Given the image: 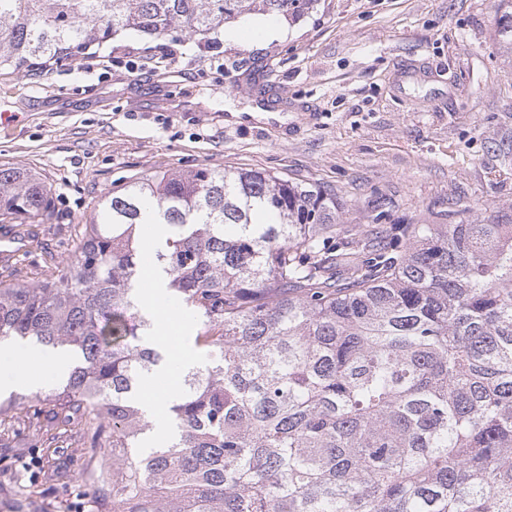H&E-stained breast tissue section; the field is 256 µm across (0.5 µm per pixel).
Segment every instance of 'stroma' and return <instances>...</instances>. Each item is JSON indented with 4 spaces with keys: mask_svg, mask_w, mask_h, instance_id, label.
Masks as SVG:
<instances>
[{
    "mask_svg": "<svg viewBox=\"0 0 512 512\" xmlns=\"http://www.w3.org/2000/svg\"><path fill=\"white\" fill-rule=\"evenodd\" d=\"M512 0H318L304 16H242L216 44L183 27L127 32L34 75L0 73V165L45 180L67 260L103 192L145 175L253 169L336 194L341 221L395 243L403 224H456L512 204ZM279 115L228 123L227 109ZM41 404L0 392V512H98L87 460L45 433Z\"/></svg>",
    "mask_w": 512,
    "mask_h": 512,
    "instance_id": "obj_1",
    "label": "stroma"
}]
</instances>
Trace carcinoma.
<instances>
[{
	"instance_id": "obj_1",
	"label": "carcinoma",
	"mask_w": 512,
	"mask_h": 512,
	"mask_svg": "<svg viewBox=\"0 0 512 512\" xmlns=\"http://www.w3.org/2000/svg\"><path fill=\"white\" fill-rule=\"evenodd\" d=\"M317 0H0V71L32 74L129 31L201 40L242 14ZM336 194L262 171L145 176L100 197L60 266L32 170L0 166V224L44 255L0 265V341L74 354L50 426L82 421L112 512H512V205L404 228L402 249L340 223ZM162 224L152 243L141 226ZM202 360L152 448L144 377L169 363L134 292L146 247Z\"/></svg>"
}]
</instances>
